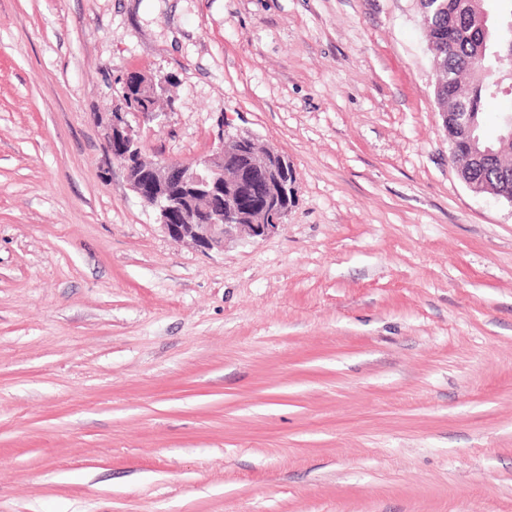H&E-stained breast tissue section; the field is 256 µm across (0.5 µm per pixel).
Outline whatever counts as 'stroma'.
<instances>
[{
  "label": "stroma",
  "mask_w": 512,
  "mask_h": 512,
  "mask_svg": "<svg viewBox=\"0 0 512 512\" xmlns=\"http://www.w3.org/2000/svg\"><path fill=\"white\" fill-rule=\"evenodd\" d=\"M220 123L279 230L169 237L107 147ZM419 0H0V512H512V203L448 151ZM167 77L166 75L146 76L139 72L138 96L142 105L135 110L111 112L108 118V144L112 154L114 147L125 151L124 155L127 159L142 152L143 144L139 127L133 126L128 116L132 115L133 118L139 119L140 116L150 115L152 120L165 116L167 112L154 109L152 101L157 98L158 89L163 86V80Z\"/></svg>",
  "instance_id": "obj_1"
}]
</instances>
